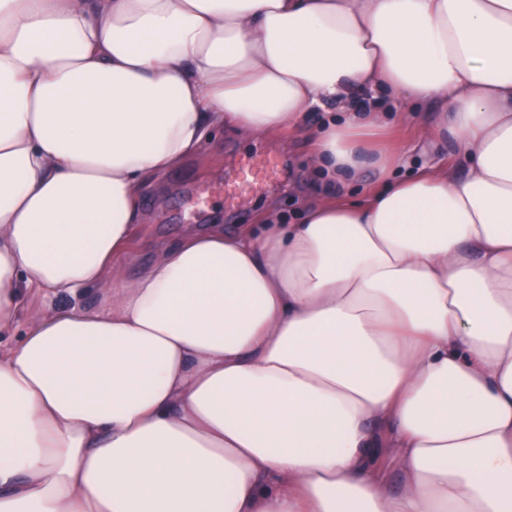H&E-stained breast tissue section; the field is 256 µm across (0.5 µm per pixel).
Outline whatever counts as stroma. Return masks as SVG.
<instances>
[{"label":"stroma","instance_id":"1","mask_svg":"<svg viewBox=\"0 0 512 512\" xmlns=\"http://www.w3.org/2000/svg\"><path fill=\"white\" fill-rule=\"evenodd\" d=\"M323 121V111L312 110L303 128L294 132L242 138L228 129L216 131L197 156L145 191L147 222L127 268L189 232L251 224L270 207L286 223L296 222L300 202L333 193L309 162L313 137Z\"/></svg>","mask_w":512,"mask_h":512}]
</instances>
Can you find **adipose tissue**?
<instances>
[{"label": "adipose tissue", "instance_id": "adipose-tissue-1", "mask_svg": "<svg viewBox=\"0 0 512 512\" xmlns=\"http://www.w3.org/2000/svg\"><path fill=\"white\" fill-rule=\"evenodd\" d=\"M327 103L364 200L125 272L143 185ZM406 104L464 172L391 181ZM35 297L0 512H512V0H0V335Z\"/></svg>", "mask_w": 512, "mask_h": 512}]
</instances>
